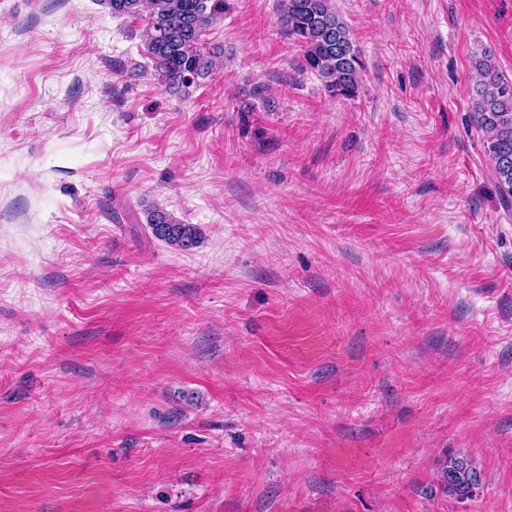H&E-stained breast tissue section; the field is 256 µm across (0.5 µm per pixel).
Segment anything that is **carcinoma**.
I'll return each instance as SVG.
<instances>
[{"mask_svg": "<svg viewBox=\"0 0 512 512\" xmlns=\"http://www.w3.org/2000/svg\"><path fill=\"white\" fill-rule=\"evenodd\" d=\"M114 17L146 20L143 38L155 75L169 89L186 90L210 74L217 52L205 50L207 29L224 16V0H99ZM284 32L303 49V67L316 73L334 94L352 97L365 68L334 0H285ZM478 80L472 90L474 115L486 134V153L497 182L512 195V80L504 77L484 52L475 61ZM152 235L182 251L197 246L201 230L180 224L163 208L146 211ZM448 492L464 498L481 485V474L464 457H450L443 467Z\"/></svg>", "mask_w": 512, "mask_h": 512, "instance_id": "carcinoma-1", "label": "carcinoma"}]
</instances>
